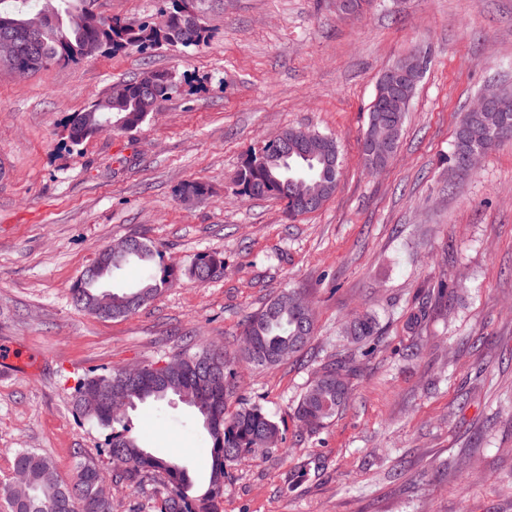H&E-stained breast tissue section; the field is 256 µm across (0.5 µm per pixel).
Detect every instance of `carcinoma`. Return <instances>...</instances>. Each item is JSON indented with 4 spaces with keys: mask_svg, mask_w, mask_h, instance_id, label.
I'll return each mask as SVG.
<instances>
[{
    "mask_svg": "<svg viewBox=\"0 0 512 512\" xmlns=\"http://www.w3.org/2000/svg\"><path fill=\"white\" fill-rule=\"evenodd\" d=\"M158 21H126L89 16L74 25L71 16L86 0H42L39 14L48 16L38 32V44L56 62H78L98 53L116 54L163 46L198 47L207 40L206 29L188 27L180 20L182 0H167ZM32 11L0 8V31L17 28ZM124 93H109L69 117V138L75 145L109 128L108 122L124 120L122 130L136 129L155 107L178 88L167 71L145 70L138 77L121 82ZM378 113L368 112L362 152L369 166L386 164L391 156L371 158L367 141L376 134ZM512 139V108L507 112H464L455 134L452 161L471 150L488 152ZM339 150L331 134L288 128L271 142L253 150L234 182L238 193L248 198L275 197L285 203L288 218L320 209L336 191V160ZM133 253L115 257L104 250L83 272L72 289L73 302L81 311L101 318L127 317L153 300L174 279L185 274L196 282L209 281L224 266L214 255H200L185 272L174 271L162 261L160 252L136 240ZM135 260L147 270L140 283L121 293H107L101 281L113 277ZM315 316L304 307L302 297L284 291L248 319L239 351L191 340L167 359L162 379L154 377V364L143 373L127 378L122 367L78 380L73 407L103 429L111 430L109 460L111 472L132 484L159 477L166 485L159 512H222L224 478L234 458L241 453L277 451L280 428L257 405L243 404L228 411V400L236 389L235 365L245 361L254 367H268L299 355L314 334ZM376 333V320L364 315L354 318L348 335L359 342ZM356 372L351 358H340L322 368L299 399L295 414L301 427L315 433L347 404L350 377ZM96 393L101 399L87 405L82 395ZM120 399L128 407L146 403L178 401L188 406L211 441V462L206 483L196 482L189 468L161 458L144 447L122 422L110 402ZM75 465L68 478L60 476L52 460L33 449L20 448L13 458L12 479L0 482V512H113L112 478L90 457L77 449Z\"/></svg>",
    "mask_w": 512,
    "mask_h": 512,
    "instance_id": "obj_1",
    "label": "carcinoma"
}]
</instances>
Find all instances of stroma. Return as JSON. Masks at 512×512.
I'll list each match as a JSON object with an SVG mask.
<instances>
[{
    "instance_id": "35a3bbf8",
    "label": "stroma",
    "mask_w": 512,
    "mask_h": 512,
    "mask_svg": "<svg viewBox=\"0 0 512 512\" xmlns=\"http://www.w3.org/2000/svg\"><path fill=\"white\" fill-rule=\"evenodd\" d=\"M103 17L155 20L163 0H91ZM209 31L198 47L53 62L19 78L0 69V481L17 449L61 475L82 449L108 466L109 433L73 408L79 378L144 365L195 336L227 349L282 291L315 310L299 358L237 369L231 407L260 406L278 451L245 456L224 480L223 512H512V141L474 170L451 167L460 115L488 82L512 90V0H371L357 18L334 0H186ZM421 53L429 66L399 147L365 167L367 110L383 71ZM178 89L134 131L73 145L71 113L144 69ZM288 128L336 137L334 195L289 219L276 198L250 199L234 177L253 149ZM206 196L179 195L182 184ZM125 237L188 268L221 257L207 283L181 276L135 314L86 315L72 289ZM464 287L408 320L441 283ZM369 314L360 344L345 322ZM354 357L352 396L324 429L295 417L321 367ZM151 452L197 478L210 440L184 404L125 418ZM154 483H114V512H158Z\"/></svg>"
}]
</instances>
